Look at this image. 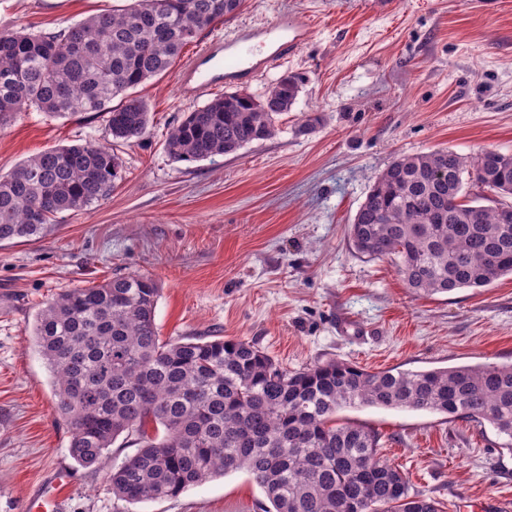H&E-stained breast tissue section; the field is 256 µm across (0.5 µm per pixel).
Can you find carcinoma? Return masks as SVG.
Wrapping results in <instances>:
<instances>
[{
	"label": "carcinoma",
	"mask_w": 512,
	"mask_h": 512,
	"mask_svg": "<svg viewBox=\"0 0 512 512\" xmlns=\"http://www.w3.org/2000/svg\"><path fill=\"white\" fill-rule=\"evenodd\" d=\"M245 0H130L56 33L0 30V127L21 111L55 117L106 115L103 140L39 152L0 174V243L41 237L57 215L81 212L122 179L112 143L149 131L132 90L167 73L200 32ZM306 77L287 74L259 96L226 93L185 113L165 150L177 161L232 154L267 139ZM494 193L493 206L465 185ZM512 161L485 149L404 155L379 173L349 237L370 258H390L416 294L484 288L512 275ZM160 287L145 275L115 276L42 304L34 334L53 374L56 410L71 430L69 454L99 466L119 437L137 451L112 464L117 501L174 498L209 477L244 470L271 512H443L410 492L381 459L382 437L336 423L351 407L441 413L489 424L512 450V363L367 372L332 360L282 368L255 344L205 337L160 339Z\"/></svg>",
	"instance_id": "obj_1"
}]
</instances>
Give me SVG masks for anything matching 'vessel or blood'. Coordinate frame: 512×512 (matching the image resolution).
Returning a JSON list of instances; mask_svg holds the SVG:
<instances>
[{"label":"vessel or blood","mask_w":512,"mask_h":512,"mask_svg":"<svg viewBox=\"0 0 512 512\" xmlns=\"http://www.w3.org/2000/svg\"><path fill=\"white\" fill-rule=\"evenodd\" d=\"M303 39V34L284 18L259 28L238 30L207 44L182 68L177 83L185 97L204 96L217 87L241 83L270 68L294 53ZM70 488V478L58 470L41 495L57 508Z\"/></svg>","instance_id":"1"}]
</instances>
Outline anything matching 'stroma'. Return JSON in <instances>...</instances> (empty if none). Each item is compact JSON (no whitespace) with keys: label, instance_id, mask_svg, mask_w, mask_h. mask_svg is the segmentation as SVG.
<instances>
[{"label":"stroma","instance_id":"35a3bbf8","mask_svg":"<svg viewBox=\"0 0 512 512\" xmlns=\"http://www.w3.org/2000/svg\"><path fill=\"white\" fill-rule=\"evenodd\" d=\"M127 0H0V29L55 31ZM294 15L295 55L244 84L307 81L278 133L228 155L187 162L168 131L198 102L176 75L212 39ZM147 136L121 145L122 178L89 210L63 213L39 239L0 246V512L66 470L61 512H267L243 471L178 497L114 501L105 473L69 455L52 378L34 336L39 306L73 288L139 273L160 288L161 339L221 336L256 344L288 371L330 360L369 371L512 362V276L486 288L417 296L394 262L360 255L349 228L396 157L449 148L512 153V0H246L203 30L170 73L135 90ZM321 122L303 130L306 116ZM102 115L33 110L0 129V172L48 148L103 136ZM356 331L340 329V319ZM378 431L380 453L443 512H512V451L489 426L423 410L347 408Z\"/></svg>","mask_w":512,"mask_h":512}]
</instances>
